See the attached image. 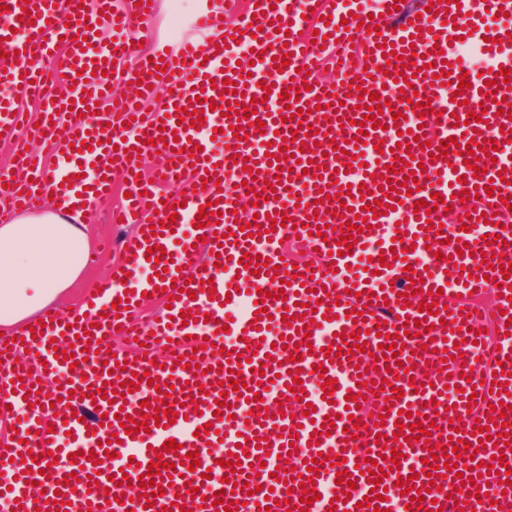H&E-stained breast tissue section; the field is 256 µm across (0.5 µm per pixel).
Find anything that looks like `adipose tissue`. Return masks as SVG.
<instances>
[{
	"label": "adipose tissue",
	"instance_id": "adipose-tissue-1",
	"mask_svg": "<svg viewBox=\"0 0 512 512\" xmlns=\"http://www.w3.org/2000/svg\"><path fill=\"white\" fill-rule=\"evenodd\" d=\"M77 200L0 225V327L21 333L81 276L90 242Z\"/></svg>",
	"mask_w": 512,
	"mask_h": 512
}]
</instances>
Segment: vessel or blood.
Wrapping results in <instances>:
<instances>
[{"label": "vessel or blood", "instance_id": "1", "mask_svg": "<svg viewBox=\"0 0 512 512\" xmlns=\"http://www.w3.org/2000/svg\"><path fill=\"white\" fill-rule=\"evenodd\" d=\"M420 5L417 15L406 0H376L370 11L357 0H258L238 24L239 39L224 38L218 14L202 15L196 38L162 52L158 61L140 58L138 91L94 123L85 111L99 101L107 74L137 37L127 12L112 0H0V142L41 135L65 151L52 170L34 154L20 155L9 188L0 187V219L35 207L68 178L73 193L92 185L98 197H107L117 170L132 196L112 216L136 227L121 263L86 293L83 318L49 309L35 335L0 337V413L16 419L15 433L0 444V459L16 458L25 444L58 459L51 466L26 461L0 482L10 512H163L174 502L186 512H224L210 501L220 490L233 493V512H403L410 499L396 485L401 477L425 492L421 512H512V487L506 484L512 426L504 433L497 427L501 418L512 422V278L504 272L512 262V90L498 77L500 69L512 70V0ZM391 10L397 24L377 25L376 17ZM103 27L118 35L100 48L96 33ZM464 44L486 53L487 72L461 63ZM389 51L395 61H387ZM284 53L289 64L281 67L276 58ZM353 55L364 68L359 86L392 103L380 127L365 135L359 122L369 100L316 80L311 91L302 89L306 70ZM410 56L414 64L402 66L401 58ZM46 59L52 69L43 68ZM442 61L450 68L435 80L417 76L424 63ZM401 76L411 86L400 87ZM463 78L469 86L461 91L462 102H453ZM226 79L231 92L212 88V81ZM57 86L72 87L71 96L54 95ZM288 87L313 110L286 122L281 112L265 110L262 97L278 99ZM491 87L496 97H488ZM159 92L166 95L165 108L142 117L140 103ZM412 95L417 104L409 103ZM24 99L39 103V127L24 126L18 114ZM209 100L214 110L203 112L200 128H190L195 109ZM425 102L432 111L424 115L419 106ZM249 105L254 115L233 132L231 114ZM471 112L481 113V121L463 124ZM164 130L175 132L176 140L160 143ZM478 135L485 144L472 146L479 158L475 177L459 149ZM416 137L430 141V149L413 146ZM451 137L457 140L452 148L446 145ZM148 138L156 141L167 178L184 183L182 209L138 175L135 145ZM493 146L496 156L484 155ZM337 148L342 157H334ZM237 153L255 161V171L235 163ZM275 156L287 157L285 170L272 164ZM356 156L361 166L342 172V164ZM321 166L334 170V177H317ZM233 174L241 187L231 184ZM333 181L350 187L345 202L324 198L323 187ZM386 181L388 193L381 190ZM268 182L276 196L259 202L262 236L245 238L241 203ZM403 182L408 192H400ZM468 189L477 190V201L465 199ZM439 195L449 198V206L436 205ZM284 196L289 205L281 204ZM377 199L390 209L365 224V208ZM421 200L427 212H415ZM206 205L221 221L196 228ZM148 208L157 210L159 228L145 220ZM277 211L288 222L274 230L269 217ZM452 212L465 216V223H448ZM350 224L360 231L343 251L338 242ZM287 237L320 258L313 266L298 264L299 275L288 286L282 283L289 265L280 244ZM157 245L164 255L148 260V248ZM247 255L260 256L257 271L244 268ZM492 283L500 284L501 295L491 311L467 304L469 295H481ZM262 289L269 290L268 299H260ZM150 294L169 303L164 316L144 318ZM415 321L423 328L417 337L404 328ZM221 325L229 334L218 333ZM358 330L368 333L361 352L355 349ZM228 335L233 344L225 343ZM114 336L139 344L137 355L107 357ZM205 339L215 350L202 349ZM343 344L346 353L326 359V346ZM24 348L39 363L38 372L17 363ZM66 348L73 361L55 358V350ZM188 357L193 367H186ZM430 360L438 371H427ZM320 364L327 367L322 377L313 372ZM234 371L242 389L228 384ZM327 378L336 382L329 393L322 390ZM47 379L58 385L45 392L41 383ZM129 379L136 392L119 394ZM298 379L304 388L299 395L290 391ZM467 381L468 391L462 388ZM396 388L402 397L393 396ZM373 398L384 424L372 432L365 423ZM500 404L508 406L507 414L497 412ZM149 405L162 409L160 420H148L147 431L134 436L121 431L118 414L137 420ZM86 406L94 416L78 421ZM171 410L176 419L168 418ZM405 411L410 423L428 419L435 428L403 442L395 467L380 457L377 437L392 434ZM482 425L491 436L485 443ZM347 427L354 439H346ZM458 438L468 445L459 454L453 450ZM171 439L179 443L178 452L165 451ZM435 444L447 448L439 492L430 489L428 477ZM371 451L379 455L373 464L366 460ZM190 452L201 460L193 472L184 464ZM158 454L167 467L149 475L148 464ZM334 455L347 460L346 483L336 481L329 463ZM227 458L237 467L224 482L214 474ZM283 459L292 470H279ZM450 463L463 467L462 477L447 472ZM375 466L387 472L378 483L371 474ZM147 475L165 485L163 496L143 500L136 482ZM352 480L357 486L351 491L346 484ZM34 487L39 497H32ZM312 489L321 498L308 507L301 498ZM267 499L272 508H264Z\"/></svg>", "mask_w": 512, "mask_h": 512}]
</instances>
